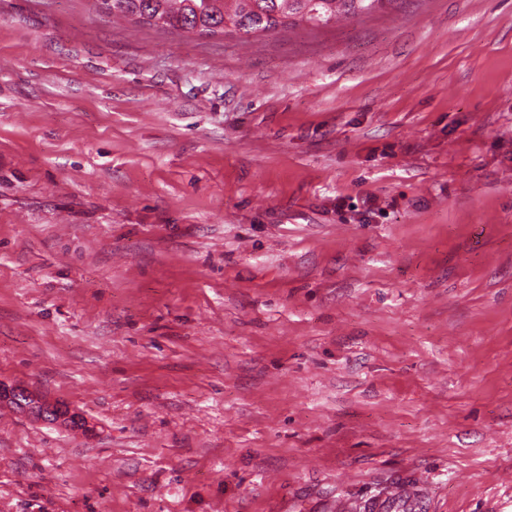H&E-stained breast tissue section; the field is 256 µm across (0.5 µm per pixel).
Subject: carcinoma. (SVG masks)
<instances>
[{
    "label": "carcinoma",
    "mask_w": 512,
    "mask_h": 512,
    "mask_svg": "<svg viewBox=\"0 0 512 512\" xmlns=\"http://www.w3.org/2000/svg\"><path fill=\"white\" fill-rule=\"evenodd\" d=\"M102 12L138 24L210 36L267 33L338 14L368 15L384 0H94Z\"/></svg>",
    "instance_id": "carcinoma-1"
}]
</instances>
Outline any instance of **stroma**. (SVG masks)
Here are the masks:
<instances>
[{
  "mask_svg": "<svg viewBox=\"0 0 512 512\" xmlns=\"http://www.w3.org/2000/svg\"><path fill=\"white\" fill-rule=\"evenodd\" d=\"M0 380V512H512V0H0ZM112 18L189 35L267 33L337 14L368 15L385 0H93ZM427 486L419 480L396 483L374 502V512H420L427 500Z\"/></svg>",
  "mask_w": 512,
  "mask_h": 512,
  "instance_id": "1",
  "label": "stroma"
}]
</instances>
